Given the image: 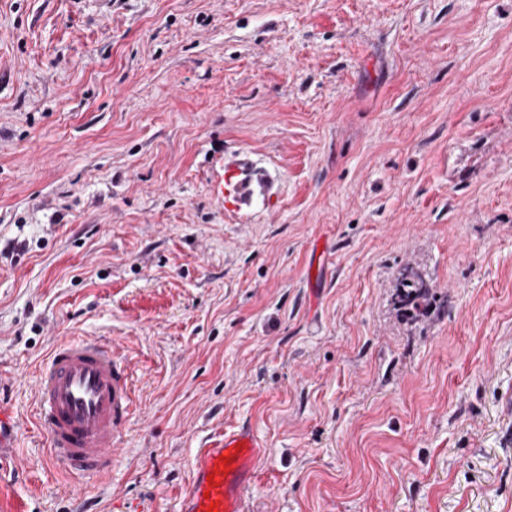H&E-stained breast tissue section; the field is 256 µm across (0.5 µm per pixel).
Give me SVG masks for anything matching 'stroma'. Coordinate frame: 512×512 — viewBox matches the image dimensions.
Returning <instances> with one entry per match:
<instances>
[{"label":"stroma","instance_id":"stroma-1","mask_svg":"<svg viewBox=\"0 0 512 512\" xmlns=\"http://www.w3.org/2000/svg\"><path fill=\"white\" fill-rule=\"evenodd\" d=\"M98 336L136 410L81 484L38 377ZM510 395L512 0H0V512H175L243 423L250 512H512ZM275 182L263 169L246 159L233 157L224 163V207L239 211L251 205L257 192H263L269 201L274 195ZM395 296L407 316H414L434 299L433 287L421 275L407 272L397 279Z\"/></svg>","mask_w":512,"mask_h":512}]
</instances>
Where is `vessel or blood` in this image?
Masks as SVG:
<instances>
[{
	"label": "vessel or blood",
	"mask_w": 512,
	"mask_h": 512,
	"mask_svg": "<svg viewBox=\"0 0 512 512\" xmlns=\"http://www.w3.org/2000/svg\"><path fill=\"white\" fill-rule=\"evenodd\" d=\"M275 182L263 169L233 157L224 163V207L250 206L256 193L273 196ZM134 400L127 363L111 340H65L45 361L38 390V423L47 434L48 456L82 478L106 474L118 448ZM263 443L241 425L198 450L188 488L176 512H246ZM233 459L223 467L220 456Z\"/></svg>",
	"instance_id": "vessel-or-blood-1"
}]
</instances>
